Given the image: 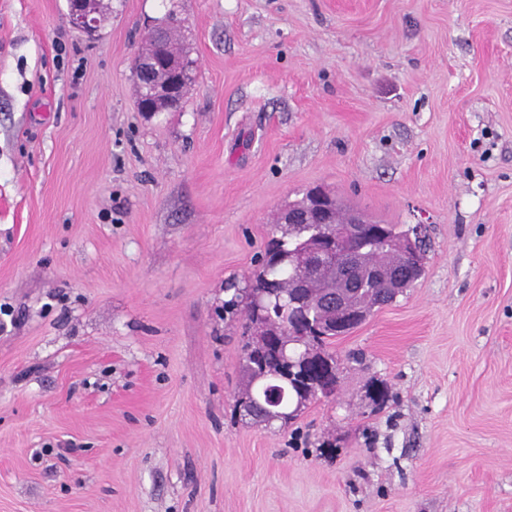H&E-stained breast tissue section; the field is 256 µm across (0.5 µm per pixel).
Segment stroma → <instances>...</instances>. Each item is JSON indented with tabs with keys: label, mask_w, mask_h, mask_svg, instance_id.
Returning a JSON list of instances; mask_svg holds the SVG:
<instances>
[{
	"label": "stroma",
	"mask_w": 512,
	"mask_h": 512,
	"mask_svg": "<svg viewBox=\"0 0 512 512\" xmlns=\"http://www.w3.org/2000/svg\"><path fill=\"white\" fill-rule=\"evenodd\" d=\"M317 186L426 273L266 427L224 303ZM0 512H512V0H0ZM99 0H69V17L72 24L89 36L98 30ZM173 51H176L177 57L181 59L184 66L188 67V66H191L194 64L193 59L190 58L189 51H187V49L184 47V45L179 44L178 42L176 45L174 42L170 45H168V44L155 45V44L149 43L148 48L146 49V52L141 54L140 56H138L135 59V63H134L135 72L140 73L143 71V69L145 67L146 60L149 55H153L155 57H160V56L164 57V56L169 55ZM160 67L164 71L170 72L173 77L168 81L158 79L154 83L150 80H147L144 74L137 76L139 86V100L141 101L142 106L146 109L156 108L157 105L163 104L164 101H168L165 105L157 107L155 111L151 112L176 111L182 107L187 88L192 84L193 81H191L190 77L189 82H187L189 74L181 66L179 60L177 59H162L160 61V65H156V69ZM184 82L186 83L175 95L179 85ZM172 96L174 97L169 101Z\"/></svg>",
	"instance_id": "35a3bbf8"
}]
</instances>
